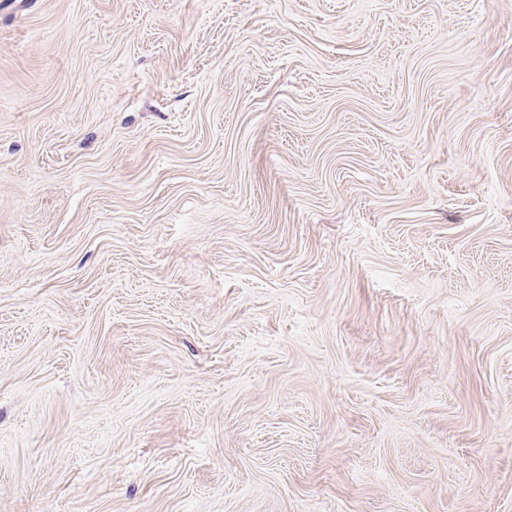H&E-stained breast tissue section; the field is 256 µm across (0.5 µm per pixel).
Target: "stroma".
Returning a JSON list of instances; mask_svg holds the SVG:
<instances>
[{
  "instance_id": "35a3bbf8",
  "label": "stroma",
  "mask_w": 512,
  "mask_h": 512,
  "mask_svg": "<svg viewBox=\"0 0 512 512\" xmlns=\"http://www.w3.org/2000/svg\"><path fill=\"white\" fill-rule=\"evenodd\" d=\"M0 512H512V0H0Z\"/></svg>"
}]
</instances>
